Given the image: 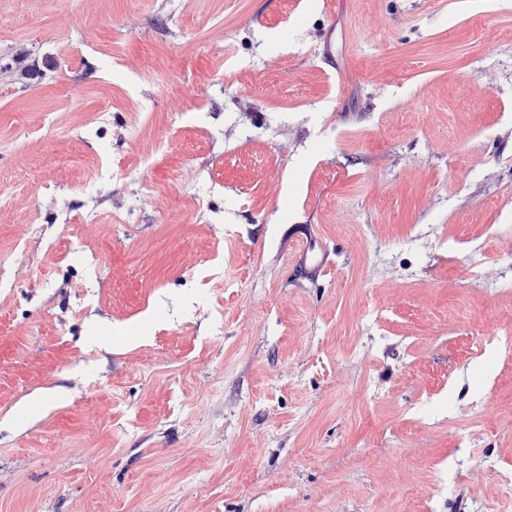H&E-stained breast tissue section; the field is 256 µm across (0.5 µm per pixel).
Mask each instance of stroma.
Instances as JSON below:
<instances>
[{
  "label": "stroma",
  "instance_id": "1",
  "mask_svg": "<svg viewBox=\"0 0 512 512\" xmlns=\"http://www.w3.org/2000/svg\"><path fill=\"white\" fill-rule=\"evenodd\" d=\"M15 58L0 512H512V0H0Z\"/></svg>",
  "mask_w": 512,
  "mask_h": 512
}]
</instances>
